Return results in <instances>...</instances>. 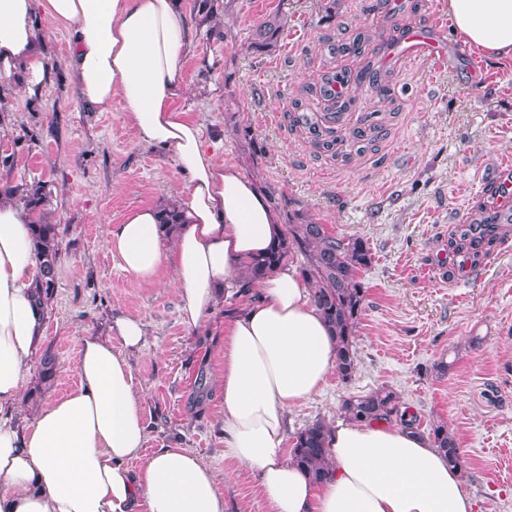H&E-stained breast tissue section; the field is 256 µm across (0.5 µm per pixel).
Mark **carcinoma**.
Instances as JSON below:
<instances>
[{
  "label": "carcinoma",
  "mask_w": 512,
  "mask_h": 512,
  "mask_svg": "<svg viewBox=\"0 0 512 512\" xmlns=\"http://www.w3.org/2000/svg\"><path fill=\"white\" fill-rule=\"evenodd\" d=\"M282 28V17L277 14L271 16L259 27L258 40L251 43V47L258 51L269 49L277 42ZM260 190L277 212L286 213L288 223L282 225L280 235L266 253L245 263L237 280L238 288L247 293L295 256H302L301 275L312 285L313 302L336 341V371L341 379L348 381L357 369L354 344L366 297L359 274L371 263L370 247L359 237L335 234L327 225L315 222L298 210L285 211L286 199L272 185L263 183ZM4 193L17 199L33 215L34 244L40 268L36 288L39 297L46 302L53 295L60 259L57 225L50 222L45 212L48 192L45 185L35 183L7 186ZM179 223L180 212L176 205H167L160 223L163 233L170 234ZM479 223L483 224L480 230L468 228L459 236V241L475 255L495 239V225L512 223V214L505 219L496 213L487 214L479 218ZM342 411L345 417L356 421H387L395 417L409 427L413 425V420L406 418L407 411L399 409L396 394L386 387L344 399ZM327 431L328 425L317 420L298 433L292 448V460L315 479L326 475ZM430 435L434 447L450 462L459 464L457 444L448 433V426L437 424L431 428Z\"/></svg>",
  "instance_id": "1"
}]
</instances>
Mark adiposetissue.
I'll use <instances>...</instances> for the list:
<instances>
[{"mask_svg":"<svg viewBox=\"0 0 512 512\" xmlns=\"http://www.w3.org/2000/svg\"><path fill=\"white\" fill-rule=\"evenodd\" d=\"M465 42L488 56L512 55V0H448ZM74 33L73 93L90 109L113 100L142 144L162 149L187 182L175 199L183 222L163 247L161 211H129L106 244L134 282L171 267L178 312L205 325L222 288L271 244L280 218L257 184L220 160L202 125L174 105L183 95L191 28L176 0H0V97L6 79L46 74L53 26ZM32 217L0 194V512H224L216 472L187 448H161L137 471L146 441L127 351L145 342L140 319H117L113 339L81 336L76 388L16 420L30 358L45 336L35 288ZM224 320V455L256 471L268 512H475L460 468L429 438L401 424L338 421L326 439L328 474L313 480L283 444L289 412L324 390L336 343L293 266L256 287ZM120 349H113V341Z\"/></svg>","mask_w":512,"mask_h":512,"instance_id":"obj_1","label":"adipose tissue"}]
</instances>
